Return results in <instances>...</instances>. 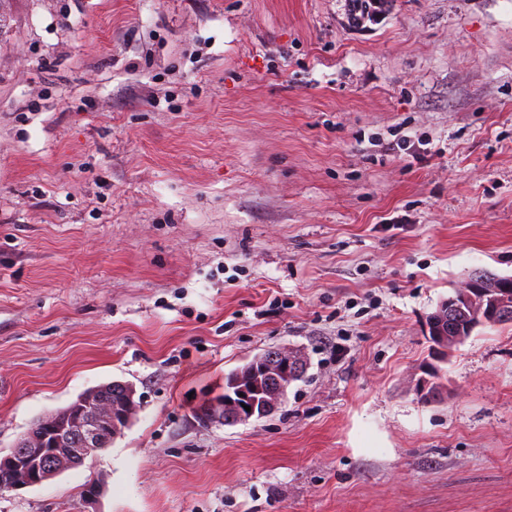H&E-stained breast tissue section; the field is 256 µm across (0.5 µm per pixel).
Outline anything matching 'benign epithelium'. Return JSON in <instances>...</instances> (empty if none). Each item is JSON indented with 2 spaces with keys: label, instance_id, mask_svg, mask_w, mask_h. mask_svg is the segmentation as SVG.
<instances>
[{
  "label": "benign epithelium",
  "instance_id": "obj_1",
  "mask_svg": "<svg viewBox=\"0 0 512 512\" xmlns=\"http://www.w3.org/2000/svg\"><path fill=\"white\" fill-rule=\"evenodd\" d=\"M512 322V279L477 277L442 302L428 318L433 352L444 355L468 339L484 322ZM306 368L305 356L291 347H278L255 357L229 376L220 410L207 422L233 426L275 413L284 403L288 385ZM251 411H246L244 406ZM138 411L134 387L112 381L77 397L66 414L54 412L41 425L23 433L0 469L7 481L3 490L40 485L56 475L80 467L110 447Z\"/></svg>",
  "mask_w": 512,
  "mask_h": 512
}]
</instances>
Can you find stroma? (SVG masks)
<instances>
[{"mask_svg":"<svg viewBox=\"0 0 512 512\" xmlns=\"http://www.w3.org/2000/svg\"><path fill=\"white\" fill-rule=\"evenodd\" d=\"M343 19L0 0V452L100 384L139 405L0 512H512V324L440 359L426 327L512 277V0ZM277 346L278 411L199 420Z\"/></svg>","mask_w":512,"mask_h":512,"instance_id":"35a3bbf8","label":"stroma"}]
</instances>
